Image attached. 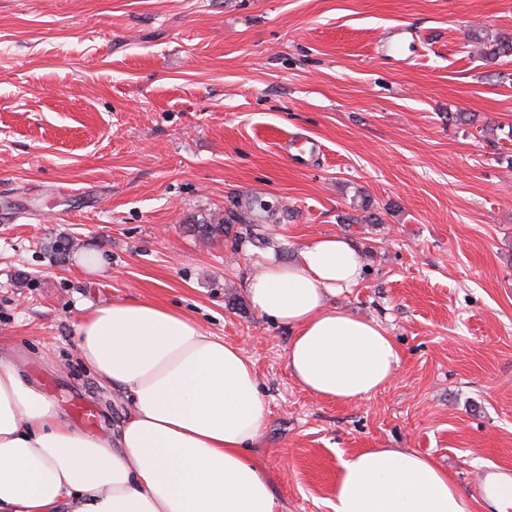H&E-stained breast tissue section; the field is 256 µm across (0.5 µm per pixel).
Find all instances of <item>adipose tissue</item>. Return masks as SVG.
<instances>
[{"label":"adipose tissue","mask_w":512,"mask_h":512,"mask_svg":"<svg viewBox=\"0 0 512 512\" xmlns=\"http://www.w3.org/2000/svg\"><path fill=\"white\" fill-rule=\"evenodd\" d=\"M362 259L342 237L265 258L246 293L259 315L293 329L286 366L311 395L344 403L387 387L400 364L388 331L336 308ZM81 360L129 407L118 436L76 430L0 355V512H282L248 456L268 419L255 366L186 314L139 300L95 307ZM333 512H471L427 455L364 448L340 457Z\"/></svg>","instance_id":"ef3b65f1"}]
</instances>
